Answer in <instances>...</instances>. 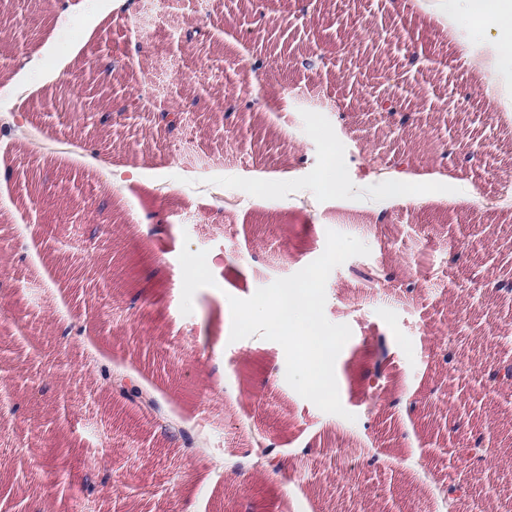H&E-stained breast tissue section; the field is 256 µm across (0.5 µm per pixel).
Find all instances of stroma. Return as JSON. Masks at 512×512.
Here are the masks:
<instances>
[{
  "instance_id": "stroma-1",
  "label": "stroma",
  "mask_w": 512,
  "mask_h": 512,
  "mask_svg": "<svg viewBox=\"0 0 512 512\" xmlns=\"http://www.w3.org/2000/svg\"><path fill=\"white\" fill-rule=\"evenodd\" d=\"M429 0H38L34 38L18 42L0 0V126L22 102L43 103L0 168L42 160L40 194L0 178V512H443L437 489L466 491L456 512H512V388L485 394L490 358L512 361V298L492 285L512 268V62L460 5ZM209 46L177 44L188 27ZM268 50L267 106L224 117L219 107ZM398 97L408 124L376 106L411 53ZM125 60L100 100L55 111L57 84L86 97L99 55ZM318 67L304 68L310 56ZM38 57L41 67L27 63ZM199 98L175 132L150 112ZM328 131V138L317 135ZM405 158L418 196L385 189L375 168ZM132 166L128 181L115 168ZM345 186L336 189L334 174ZM384 219L372 220L373 209ZM370 249L336 267L325 315L352 335L338 357L346 416L321 411L286 381L276 342L231 341L230 298H249L324 251L327 230ZM394 274L383 294L354 271ZM88 339H62L85 310ZM391 340L381 406L364 416L372 336ZM98 358L149 390L159 412L130 404L92 373ZM277 464L236 471L253 433ZM492 447L469 460L461 441ZM214 463L212 474L203 462ZM109 482L92 501L70 485L91 470Z\"/></svg>"
}]
</instances>
